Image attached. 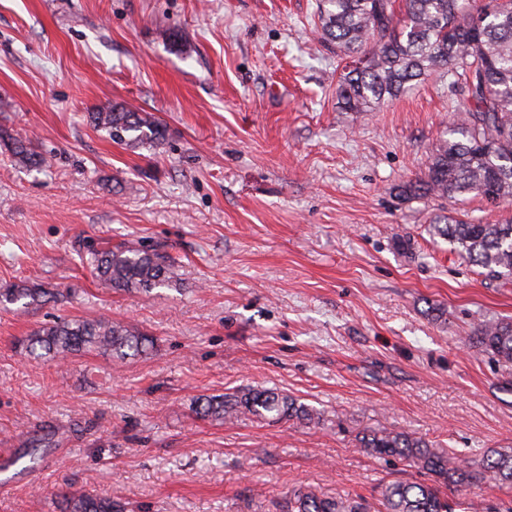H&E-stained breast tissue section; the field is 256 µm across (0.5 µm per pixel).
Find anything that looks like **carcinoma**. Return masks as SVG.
I'll use <instances>...</instances> for the list:
<instances>
[{"mask_svg":"<svg viewBox=\"0 0 512 512\" xmlns=\"http://www.w3.org/2000/svg\"><path fill=\"white\" fill-rule=\"evenodd\" d=\"M395 0H318L320 39L336 53L358 58L345 64L336 88L338 108L369 112L405 92L412 83L447 73L459 84L460 117L450 138L431 157L424 176L398 186L406 199L435 196L452 199L475 194L491 203L512 198V0H485L473 7L465 0H403L401 16ZM92 125L115 143L154 147L164 128L152 116L110 105L88 113ZM14 155L23 165L46 166L47 158L15 142ZM462 258L486 270L489 277H512V224H468L449 219L432 225ZM96 277L115 291L148 295L177 281L174 262L160 248L89 247ZM50 292L35 285L0 288V305L27 309ZM472 346L491 359L512 364V321L482 325ZM154 340L121 321L63 319L34 330L23 341L26 354L63 360L88 351L118 359L144 354ZM201 418L224 423L295 421L309 424L316 412L296 397L266 388L246 387L196 401ZM360 447L392 457L433 482L392 481L380 487L383 512H456L464 505L463 489L480 482L512 489V452L489 451L480 457L451 461L406 432L372 430ZM63 512H120L112 498L93 493L63 496ZM288 512H365L361 503L299 491Z\"/></svg>","mask_w":512,"mask_h":512,"instance_id":"cac0c4a2","label":"carcinoma"}]
</instances>
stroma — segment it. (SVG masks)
I'll return each instance as SVG.
<instances>
[{"instance_id": "obj_1", "label": "stroma", "mask_w": 512, "mask_h": 512, "mask_svg": "<svg viewBox=\"0 0 512 512\" xmlns=\"http://www.w3.org/2000/svg\"><path fill=\"white\" fill-rule=\"evenodd\" d=\"M316 0H0V286L62 301L0 307V512H59L91 491L124 512H287L291 492L364 499L411 468L359 448L406 431L449 457L512 451V365L470 342L512 320V280L434 236L443 217L512 220V199L407 200L456 118L452 77L375 111L336 105L341 69ZM147 113L154 148L87 120ZM46 154L30 170L16 141ZM96 240L158 246L178 283L114 292ZM118 320L156 346L66 365L21 352L60 318ZM274 388L318 422L215 424L203 395Z\"/></svg>"}]
</instances>
